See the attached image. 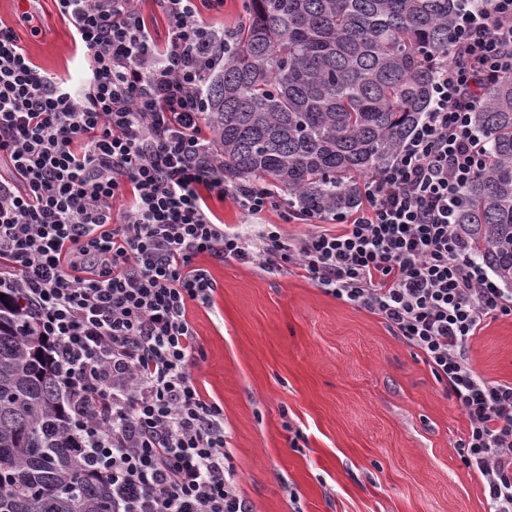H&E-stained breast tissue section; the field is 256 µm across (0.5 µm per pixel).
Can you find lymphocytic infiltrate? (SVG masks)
I'll use <instances>...</instances> for the list:
<instances>
[{
  "label": "lymphocytic infiltrate",
  "mask_w": 512,
  "mask_h": 512,
  "mask_svg": "<svg viewBox=\"0 0 512 512\" xmlns=\"http://www.w3.org/2000/svg\"><path fill=\"white\" fill-rule=\"evenodd\" d=\"M83 52L85 91L39 70L0 28V294L45 337L75 433L116 512H254L226 451L224 410L192 377L200 347L187 304L212 300L198 255L302 267L418 350L469 422L457 446L485 479L490 512H512V383L481 377L471 340L512 315L455 231L488 150L473 112L512 78V0H460L451 57L430 106L362 183L366 201L336 234L258 237L215 223L210 199L249 216L285 208L269 185L226 183L203 131L201 88L220 62L210 0H162L159 45L133 0H55Z\"/></svg>",
  "instance_id": "f902f5d3"
}]
</instances>
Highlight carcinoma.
Returning a JSON list of instances; mask_svg holds the SVG:
<instances>
[{
    "label": "carcinoma",
    "instance_id": "obj_1",
    "mask_svg": "<svg viewBox=\"0 0 512 512\" xmlns=\"http://www.w3.org/2000/svg\"><path fill=\"white\" fill-rule=\"evenodd\" d=\"M457 0H249L202 87L224 176L288 193L303 212L359 206L429 107L433 62L450 56ZM489 163L456 231L512 286V79L473 113ZM56 368L19 303L0 299V512H112L68 426Z\"/></svg>",
    "mask_w": 512,
    "mask_h": 512
}]
</instances>
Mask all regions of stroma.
I'll return each instance as SVG.
<instances>
[{"label": "stroma", "instance_id": "stroma-1", "mask_svg": "<svg viewBox=\"0 0 512 512\" xmlns=\"http://www.w3.org/2000/svg\"><path fill=\"white\" fill-rule=\"evenodd\" d=\"M20 3L0 0V28L82 93L54 0H38L36 34L18 25ZM195 264L215 292L211 305L188 304L202 350L191 372L224 408L227 449L257 512H489L456 446L467 419L382 319L292 266L208 254ZM469 355L485 379L512 383V316L487 320Z\"/></svg>", "mask_w": 512, "mask_h": 512}]
</instances>
